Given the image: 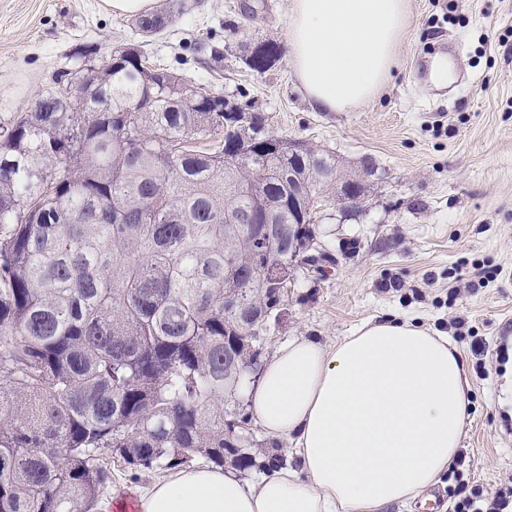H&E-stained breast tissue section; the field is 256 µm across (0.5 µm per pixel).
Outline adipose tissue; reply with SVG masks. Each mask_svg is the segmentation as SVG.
Segmentation results:
<instances>
[{
  "instance_id": "adipose-tissue-1",
  "label": "adipose tissue",
  "mask_w": 512,
  "mask_h": 512,
  "mask_svg": "<svg viewBox=\"0 0 512 512\" xmlns=\"http://www.w3.org/2000/svg\"><path fill=\"white\" fill-rule=\"evenodd\" d=\"M407 0H292L290 65L313 109L349 112L390 80ZM470 384L455 345L409 319L357 326L332 346H281L249 391L298 467L249 483L211 466L167 471L142 512H385L437 486L460 453Z\"/></svg>"
}]
</instances>
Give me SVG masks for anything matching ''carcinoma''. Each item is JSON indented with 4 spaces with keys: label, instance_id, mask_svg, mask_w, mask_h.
<instances>
[{
    "label": "carcinoma",
    "instance_id": "carcinoma-1",
    "mask_svg": "<svg viewBox=\"0 0 512 512\" xmlns=\"http://www.w3.org/2000/svg\"><path fill=\"white\" fill-rule=\"evenodd\" d=\"M142 58L117 48L75 110L49 92L0 124V512H93L114 461L283 463L241 407L304 262L288 236L318 237L280 172L319 169L331 196L336 159L224 133L208 91ZM228 204L276 223L226 224Z\"/></svg>",
    "mask_w": 512,
    "mask_h": 512
}]
</instances>
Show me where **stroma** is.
I'll list each match as a JSON object with an SVG mask.
<instances>
[{
    "label": "stroma",
    "mask_w": 512,
    "mask_h": 512,
    "mask_svg": "<svg viewBox=\"0 0 512 512\" xmlns=\"http://www.w3.org/2000/svg\"><path fill=\"white\" fill-rule=\"evenodd\" d=\"M292 0H158L172 23L145 38L130 16L100 0H0V120L9 121L82 64L144 46L153 64L206 90L245 95L277 135L332 154L360 180L364 208L332 213L319 227L334 259L325 276L297 272L264 357L289 339L331 345L385 314L417 320L457 347L470 382L462 438L469 488L512 486V0H408L409 34L391 80L351 112H317L288 56L267 72L243 62L250 43L287 46ZM455 45L448 84L423 76L442 42ZM486 345L475 355L471 343ZM162 476L113 466L96 512L140 498ZM463 493L454 475L419 500L388 512H453Z\"/></svg>",
    "instance_id": "1"
}]
</instances>
